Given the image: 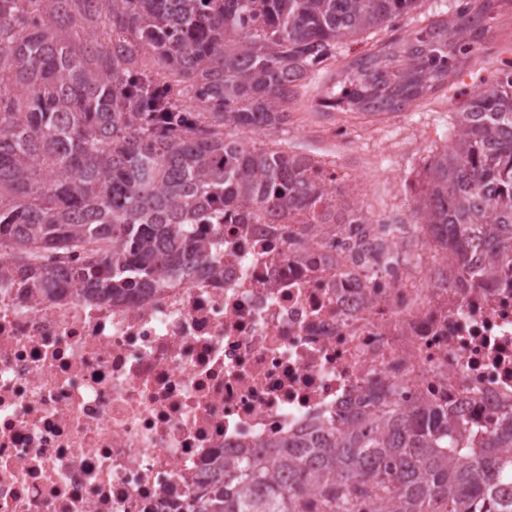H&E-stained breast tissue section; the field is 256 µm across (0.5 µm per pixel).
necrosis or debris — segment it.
Returning a JSON list of instances; mask_svg holds the SVG:
<instances>
[{
    "mask_svg": "<svg viewBox=\"0 0 512 512\" xmlns=\"http://www.w3.org/2000/svg\"><path fill=\"white\" fill-rule=\"evenodd\" d=\"M93 300L0 277V512H183L217 466L357 408L512 412V279L458 287L433 236L371 272L301 217Z\"/></svg>",
    "mask_w": 512,
    "mask_h": 512,
    "instance_id": "obj_1",
    "label": "necrosis or debris"
}]
</instances>
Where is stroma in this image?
<instances>
[{
  "label": "stroma",
  "instance_id": "stroma-1",
  "mask_svg": "<svg viewBox=\"0 0 512 512\" xmlns=\"http://www.w3.org/2000/svg\"><path fill=\"white\" fill-rule=\"evenodd\" d=\"M457 0H417L409 14L337 44L289 105L288 123L275 135L280 148L313 158L334 171L371 214L391 213L412 224L424 189L430 156L451 143L455 114L496 70L512 62V0H501L491 31L440 88L400 112L369 115L327 109L326 86L349 71L354 60L406 39L416 29L452 19Z\"/></svg>",
  "mask_w": 512,
  "mask_h": 512
}]
</instances>
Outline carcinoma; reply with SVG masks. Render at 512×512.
I'll return each mask as SVG.
<instances>
[{
    "label": "carcinoma",
    "instance_id": "1",
    "mask_svg": "<svg viewBox=\"0 0 512 512\" xmlns=\"http://www.w3.org/2000/svg\"><path fill=\"white\" fill-rule=\"evenodd\" d=\"M416 0H0L1 267L34 287L71 278L101 298L157 285L211 252L209 224L295 212L351 241L370 234L349 191L324 198L321 166L264 141L296 87L343 38ZM497 0L398 50L358 57L325 107L397 112L440 85L490 29ZM434 154L417 223L442 225L459 270L479 255L512 277V63L455 116ZM255 138L246 141L244 134ZM81 240L107 252L35 264ZM188 512H512V413L476 426L426 404L363 412L345 429L288 436L220 465Z\"/></svg>",
    "mask_w": 512,
    "mask_h": 512
}]
</instances>
